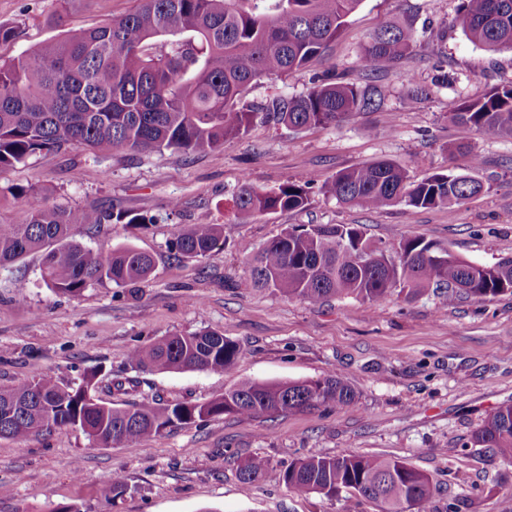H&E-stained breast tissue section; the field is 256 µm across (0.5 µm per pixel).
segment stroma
<instances>
[{"label": "stroma", "instance_id": "35a3bbf8", "mask_svg": "<svg viewBox=\"0 0 512 512\" xmlns=\"http://www.w3.org/2000/svg\"><path fill=\"white\" fill-rule=\"evenodd\" d=\"M136 0H0V23L20 35L0 44V59L18 57L57 38L50 15L69 27L93 26L134 9ZM458 0H362L326 60L252 85L247 101L304 93L313 75L364 77L359 55L368 37L398 20L413 35L395 70L378 74L389 88L382 112L354 114L327 127L290 130L255 122L222 148L196 155L169 150L108 157L82 175L86 155L73 149L36 154L0 173V224H20L26 206L12 185L46 191L50 203L133 211L146 226L108 224L80 241L108 252L130 244L152 254L155 269L138 294L108 285L73 298L41 279L42 256L31 253L0 269V387L46 374L78 385L85 373L124 368L128 353L172 334L214 329L241 354L221 372L141 373L142 396L203 403L245 380L316 381L335 372L357 393L353 405L258 416L223 415L182 425L127 447L105 448L68 427L24 439L0 438V512H379L349 493L299 494L279 478L293 460L313 455L374 454L397 458L428 475L429 512H512V468L491 449L469 447L473 432L499 406L512 403V295L459 297L436 292L392 295L369 304L353 298L310 304L253 287L243 262L292 226L357 224L375 241L420 238L468 261L492 265L512 257V137H486L448 118L458 103L512 83V48L488 51L452 24ZM430 85L413 100L401 72ZM447 75L434 86L435 76ZM486 190L450 208L403 203L367 211L312 190L307 208L243 217L235 197L243 183L273 190L288 181L387 159L411 179L466 170ZM224 224V245L206 259H174L175 225ZM25 284L18 298L17 284ZM259 456L271 469L246 484L239 463ZM126 490L113 500L99 490L114 472Z\"/></svg>", "mask_w": 512, "mask_h": 512}]
</instances>
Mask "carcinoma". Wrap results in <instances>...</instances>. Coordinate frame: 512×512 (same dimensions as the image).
I'll list each match as a JSON object with an SVG mask.
<instances>
[{
	"label": "carcinoma",
	"mask_w": 512,
	"mask_h": 512,
	"mask_svg": "<svg viewBox=\"0 0 512 512\" xmlns=\"http://www.w3.org/2000/svg\"><path fill=\"white\" fill-rule=\"evenodd\" d=\"M140 0L123 17L68 29L57 38L8 62L0 61V172L36 153L70 148L96 165L108 153L171 150L200 154L248 130L256 118L301 129L336 124L357 112L379 110L386 86L337 81L323 74L297 97H278L253 111L242 104L249 86L263 78L303 70L326 55L346 18L361 0ZM453 25L471 42L497 50L512 47V0H458ZM410 31L396 23L377 30L360 59L370 74L394 68L410 47ZM408 93L428 97L430 89L402 74ZM456 123L487 136L512 135V84L464 99L450 113ZM313 181H288L275 190L245 182L237 196L244 216L303 210ZM470 173L435 172L411 182L389 160L341 170L321 191L342 204L379 210L395 202L415 208L460 204L482 191ZM11 196L27 202L22 224H0V268L31 253H42L41 277L50 290L71 297L95 286L137 285L154 270L152 256L131 245L94 252L76 239L105 224H151L131 211L89 208L79 212L49 205L42 190L12 186ZM224 241L222 224H180L169 242L176 259H205ZM254 284L309 303L352 296L376 303L394 291L413 297L431 286L442 299L512 294V258L494 265L438 253L421 239L386 245L367 238L355 225L317 224L292 228L256 252L245 253ZM240 346L215 330L164 337L137 347L127 367L114 374L90 372L75 387L43 375L0 388V437L23 438L80 427L104 447L128 445L178 425L226 414L299 412L347 406L356 392L332 373L314 382L247 381L204 403L159 396L116 406L96 396L140 392L143 371H222L233 366ZM491 448L512 466V404L493 411L468 445ZM270 462L252 457L240 467L243 481L265 476ZM300 493L334 497L343 489L371 500L381 512H401L405 501L425 508L430 478L406 463L380 456H310L279 473ZM125 491L123 475L112 474L100 495L113 500Z\"/></svg>",
	"instance_id": "1"
}]
</instances>
